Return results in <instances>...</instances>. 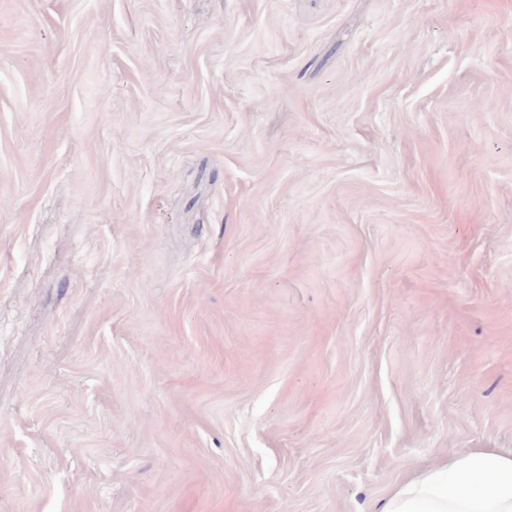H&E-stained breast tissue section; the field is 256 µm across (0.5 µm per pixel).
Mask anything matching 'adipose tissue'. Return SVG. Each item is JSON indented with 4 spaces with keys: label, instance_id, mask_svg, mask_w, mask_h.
Wrapping results in <instances>:
<instances>
[{
    "label": "adipose tissue",
    "instance_id": "ef3b65f1",
    "mask_svg": "<svg viewBox=\"0 0 512 512\" xmlns=\"http://www.w3.org/2000/svg\"><path fill=\"white\" fill-rule=\"evenodd\" d=\"M381 512H512V453L479 448L416 471Z\"/></svg>",
    "mask_w": 512,
    "mask_h": 512
}]
</instances>
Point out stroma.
Instances as JSON below:
<instances>
[{
  "label": "stroma",
  "instance_id": "35a3bbf8",
  "mask_svg": "<svg viewBox=\"0 0 512 512\" xmlns=\"http://www.w3.org/2000/svg\"><path fill=\"white\" fill-rule=\"evenodd\" d=\"M512 452V0H0V512H377Z\"/></svg>",
  "mask_w": 512,
  "mask_h": 512
}]
</instances>
